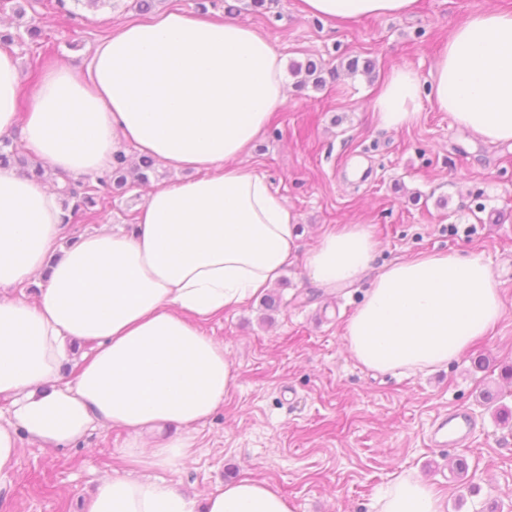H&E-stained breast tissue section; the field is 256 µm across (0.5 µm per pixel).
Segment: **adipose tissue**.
Returning <instances> with one entry per match:
<instances>
[{
	"instance_id": "1",
	"label": "adipose tissue",
	"mask_w": 512,
	"mask_h": 512,
	"mask_svg": "<svg viewBox=\"0 0 512 512\" xmlns=\"http://www.w3.org/2000/svg\"><path fill=\"white\" fill-rule=\"evenodd\" d=\"M320 19L402 16L416 0H302ZM475 138L512 146V8L467 16L448 35L430 85L404 65L371 102L380 124L409 126L422 95ZM288 100L283 62L252 26L180 10L121 25L82 69L43 71L20 102L16 56L0 50V135L73 178L111 170L137 151L173 172L147 192L130 229L103 227L61 246L62 197L0 169V473L20 437L53 449L99 426L126 430L127 470L99 480L88 512H294L265 482L224 483L204 499L147 478L192 457L194 427L236 385L224 344L202 322L269 291L295 258L299 221L245 158ZM378 253L365 224L325 231L304 256L319 287L360 282ZM38 285L35 297L24 289ZM505 312L482 255L422 253L390 264L346 323L347 350L379 372H418L459 359ZM90 339L75 383L70 342ZM177 436L160 439L165 428ZM378 512H444L431 484L391 482Z\"/></svg>"
}]
</instances>
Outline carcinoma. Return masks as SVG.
Returning a JSON list of instances; mask_svg holds the SVG:
<instances>
[{
    "instance_id": "carcinoma-1",
    "label": "carcinoma",
    "mask_w": 512,
    "mask_h": 512,
    "mask_svg": "<svg viewBox=\"0 0 512 512\" xmlns=\"http://www.w3.org/2000/svg\"><path fill=\"white\" fill-rule=\"evenodd\" d=\"M42 30L36 22L32 21L25 28V34H0V43L13 44L15 42L28 47L31 54H36L41 47ZM294 76L301 77L299 85H313L319 89L325 86L326 80L322 76V69L316 63L310 61L302 66L294 63L290 67ZM17 165L28 175L34 173L38 176L44 174L39 163H33L24 153L22 147L18 146L8 138H0V167ZM155 173V160L151 157L142 156L138 163L127 167V159L123 156L117 158V165L112 170L95 178V182H82L67 180L61 187V193L72 202L70 209L71 216L64 217V223L68 224L71 219L94 210L95 207L104 206L112 198V194L133 187L146 184L150 176Z\"/></svg>"
}]
</instances>
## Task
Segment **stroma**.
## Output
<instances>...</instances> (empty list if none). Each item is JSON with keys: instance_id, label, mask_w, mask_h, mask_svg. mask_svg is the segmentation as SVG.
Returning <instances> with one entry per match:
<instances>
[{"instance_id": "1", "label": "stroma", "mask_w": 512, "mask_h": 512, "mask_svg": "<svg viewBox=\"0 0 512 512\" xmlns=\"http://www.w3.org/2000/svg\"><path fill=\"white\" fill-rule=\"evenodd\" d=\"M497 0H417L406 17L367 16L324 22L301 13L299 0H215L209 16L261 31L284 63L315 60L325 87L288 79V102L275 113L246 162L267 176L299 217L300 257L274 288L279 308L254 298L203 325L224 344L237 384L223 406L194 431L192 459L159 478L202 497L224 481L255 478L288 496L296 512H376L380 491L398 475L427 480L446 512H512V427L498 423L484 389L512 409V148L473 141L448 113L421 101L417 120L399 130L379 126L370 107L390 71L412 66L430 84L450 30ZM26 0L0 5V27L24 31L40 17L54 43L31 58L19 46L20 82L58 61L79 65L123 23L144 20L134 0ZM25 14H18V7ZM375 61L372 75L349 73L351 57ZM139 189L113 194L103 217L77 216L64 237L102 223L131 224ZM340 224L370 225L379 254L366 277L331 293L314 285L302 260L320 235ZM479 253L489 263L506 308L500 322L458 361L434 370L377 373L361 366L343 342L345 324L385 264L422 251ZM487 369L474 365L477 356ZM469 408L474 431L465 447L428 445L434 420ZM118 427H99L65 451L22 441L18 462L0 477V512H85L97 482L127 462ZM466 459V478L455 472Z\"/></svg>"}]
</instances>
